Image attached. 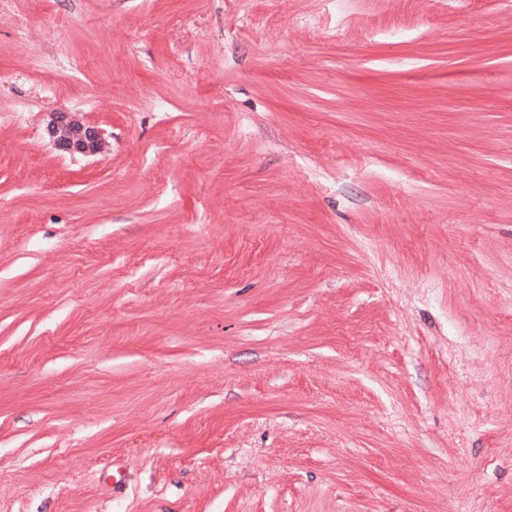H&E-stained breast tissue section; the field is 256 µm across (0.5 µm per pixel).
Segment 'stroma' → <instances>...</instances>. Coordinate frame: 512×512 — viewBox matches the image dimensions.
<instances>
[{
    "mask_svg": "<svg viewBox=\"0 0 512 512\" xmlns=\"http://www.w3.org/2000/svg\"><path fill=\"white\" fill-rule=\"evenodd\" d=\"M0 512H512V0H0ZM47 131L60 150L72 155H96L103 146L99 128L76 121L66 113H54Z\"/></svg>",
    "mask_w": 512,
    "mask_h": 512,
    "instance_id": "35a3bbf8",
    "label": "stroma"
}]
</instances>
